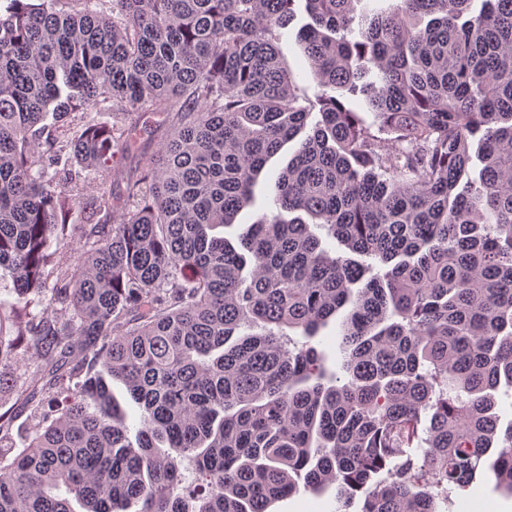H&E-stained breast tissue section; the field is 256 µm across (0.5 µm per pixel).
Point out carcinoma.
<instances>
[{
    "label": "carcinoma",
    "instance_id": "carcinoma-1",
    "mask_svg": "<svg viewBox=\"0 0 512 512\" xmlns=\"http://www.w3.org/2000/svg\"><path fill=\"white\" fill-rule=\"evenodd\" d=\"M296 2L0 0V512H270L332 486L336 512H437L485 472L512 491V0H304L313 101L279 53ZM139 112L170 137L81 201ZM302 133L277 213L215 235ZM343 309L332 371L313 340Z\"/></svg>",
    "mask_w": 512,
    "mask_h": 512
}]
</instances>
